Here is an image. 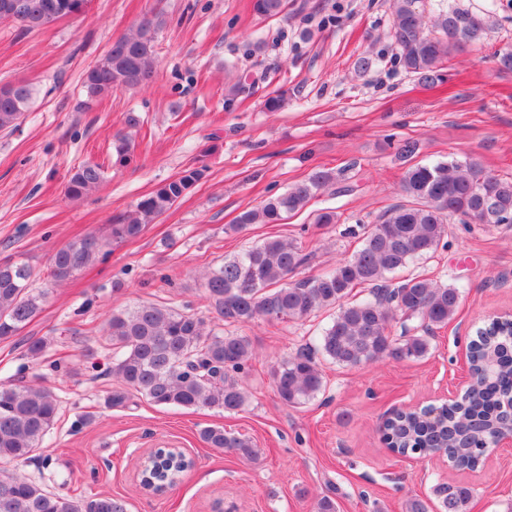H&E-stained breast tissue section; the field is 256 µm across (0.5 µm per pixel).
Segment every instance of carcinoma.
<instances>
[{
	"label": "carcinoma",
	"instance_id": "1",
	"mask_svg": "<svg viewBox=\"0 0 512 512\" xmlns=\"http://www.w3.org/2000/svg\"><path fill=\"white\" fill-rule=\"evenodd\" d=\"M90 0H0V20L23 32L45 29L58 20L82 14ZM287 0H253L264 17L283 15ZM395 62L422 83L443 80L455 52L482 43L486 18L456 5L427 0H390ZM166 23L162 8H154L136 26L110 45L85 72L86 103L115 90L136 89L152 81L157 67L156 40ZM253 84L239 78L225 88L224 103L250 93ZM33 86L25 81L0 84V131L14 128L30 108ZM116 159L128 164L133 145L118 133L113 139ZM203 170L188 169L139 201L136 211L109 225L108 235L88 234L57 249L50 258L48 278L60 285L77 278L88 266L104 261L114 243L139 238L148 224L168 211L202 178ZM105 178L104 164L79 165L64 186L80 199L97 190ZM337 184L336 174L312 171L287 192L269 198L257 210L242 212L230 229L251 224H277L283 216L304 208L320 191ZM400 189L405 202L386 210L363 233L361 247L336 267L313 278L292 280L310 255L293 240L269 237L245 252L224 259L205 278L207 298L220 321L244 325L256 319L303 320L315 312L337 308L336 315L314 343L276 363L271 371L279 400L295 407L314 399L324 380L317 355L338 366L353 367L384 358L419 360L430 350V333L454 319L461 294L421 275L396 283L389 276L432 257L447 234V222L512 224V180L485 170L474 160L455 158L408 165ZM34 268L27 263L0 262V340L17 337L39 314L47 292L33 287ZM402 321L400 335L390 327ZM416 320L410 328L407 322ZM421 333H416V330ZM102 340L110 351V373L116 387L106 397L108 407L124 405L137 394L151 403L184 409L240 410L247 394L235 378L252 359L245 336L208 327L195 313L158 304H142L112 313ZM474 344L497 350V369L487 375L480 354L473 355L476 384L457 402L430 419L415 413L389 421L395 450L410 458L441 453L453 466L475 469L490 450L491 429L508 427L503 399L512 396V320L488 323L476 330ZM54 389L18 381L0 385V462L27 460L41 449L59 410ZM201 439L211 448L234 450L250 461L252 442L209 426ZM168 464L157 467L152 479L175 487L182 475V455L166 450ZM472 490L441 482L433 498H414L407 512H469ZM0 512H127L126 503L107 494L75 498L54 493L25 475L0 470Z\"/></svg>",
	"mask_w": 512,
	"mask_h": 512
}]
</instances>
